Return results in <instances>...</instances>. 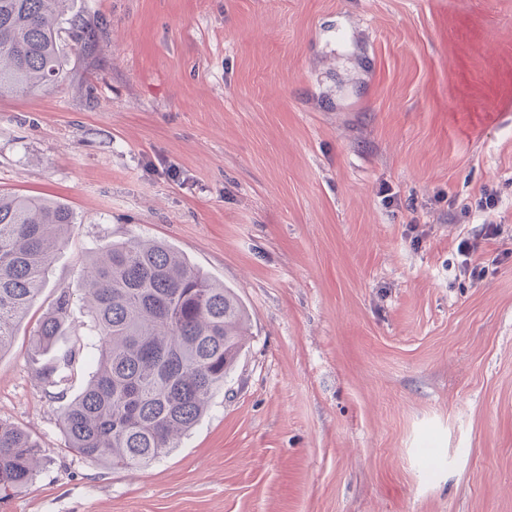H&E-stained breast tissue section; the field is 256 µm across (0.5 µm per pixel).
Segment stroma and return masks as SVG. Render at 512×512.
<instances>
[{
  "instance_id": "35a3bbf8",
  "label": "stroma",
  "mask_w": 512,
  "mask_h": 512,
  "mask_svg": "<svg viewBox=\"0 0 512 512\" xmlns=\"http://www.w3.org/2000/svg\"><path fill=\"white\" fill-rule=\"evenodd\" d=\"M64 78L0 98V192L77 222L0 353L40 444L0 512H512V0H69ZM138 237L234 288L246 344L167 457L68 451L30 341ZM65 398L95 352L67 334ZM484 197H481V203L479 205V211L483 219V234L484 239H494L500 236L502 232L501 224H496L493 220L488 219L490 213L494 212L498 207V199L490 193L484 192ZM478 249L479 243L466 237L461 238L456 247L457 253L462 257V270L474 283L481 281L485 272V262H480L476 257Z\"/></svg>"
}]
</instances>
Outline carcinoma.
Masks as SVG:
<instances>
[{"mask_svg":"<svg viewBox=\"0 0 512 512\" xmlns=\"http://www.w3.org/2000/svg\"><path fill=\"white\" fill-rule=\"evenodd\" d=\"M67 0H0V97L33 92L63 71L59 32ZM76 223L58 201L0 194V353L43 288L54 251ZM89 345L98 353L84 389L62 410L66 448L114 470H132L179 447L207 412L247 336L233 289L181 252L130 239L96 251L83 270ZM74 294L59 289L30 343L36 378L59 387L73 354L54 358ZM40 447L0 420V494L33 481Z\"/></svg>","mask_w":512,"mask_h":512,"instance_id":"obj_1","label":"carcinoma"}]
</instances>
